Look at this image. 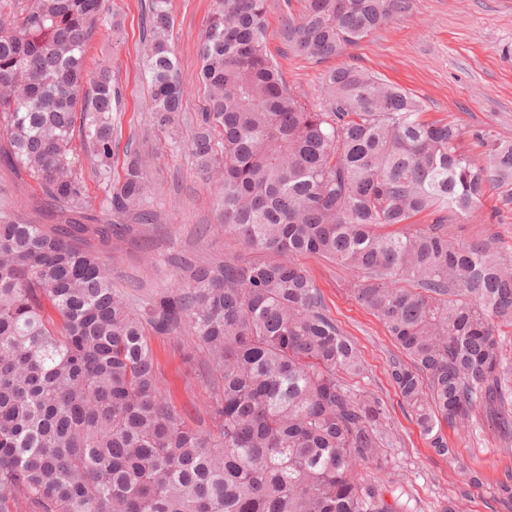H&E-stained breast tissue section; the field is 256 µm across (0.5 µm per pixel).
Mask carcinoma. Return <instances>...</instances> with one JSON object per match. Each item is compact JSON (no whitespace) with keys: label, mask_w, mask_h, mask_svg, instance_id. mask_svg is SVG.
I'll list each match as a JSON object with an SVG mask.
<instances>
[{"label":"carcinoma","mask_w":512,"mask_h":512,"mask_svg":"<svg viewBox=\"0 0 512 512\" xmlns=\"http://www.w3.org/2000/svg\"><path fill=\"white\" fill-rule=\"evenodd\" d=\"M415 0H306L289 49L342 55ZM106 0H29L0 16V164L40 187L50 219L0 220V512H409L378 477L394 445L384 401L357 395L363 365L302 255L353 270L347 293L408 363L391 379L430 448L446 429L512 436L498 330L512 327V259L448 224L496 190L512 202V143L429 120L401 86L355 65L321 101L287 87L268 55L266 0H216L199 47L206 104L191 151L218 173L224 231L250 257L170 259L175 283L138 308L112 285L121 224H153L148 155L111 182L119 90L87 47ZM171 0L143 34L154 126L183 121ZM110 183L90 213L75 129ZM434 215L432 223L413 218ZM389 227L394 232H386ZM189 332L216 383L211 428L163 396L149 335Z\"/></svg>","instance_id":"cac0c4a2"}]
</instances>
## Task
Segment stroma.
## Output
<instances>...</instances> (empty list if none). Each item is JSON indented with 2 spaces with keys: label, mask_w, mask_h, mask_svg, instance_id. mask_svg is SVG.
<instances>
[{
  "label": "stroma",
  "mask_w": 512,
  "mask_h": 512,
  "mask_svg": "<svg viewBox=\"0 0 512 512\" xmlns=\"http://www.w3.org/2000/svg\"><path fill=\"white\" fill-rule=\"evenodd\" d=\"M148 0H108L118 27L102 26L87 49L89 63L107 62L121 91L114 113L118 128L113 176H121L129 149L142 147L154 157L148 169L150 207L160 220L135 224L119 248L108 255L115 285L142 306L166 289L175 271L169 263L178 253L247 258L241 241L225 232L220 188L206 180L189 148L196 132L192 118L204 100L197 74L198 48L215 0H172L169 42L179 60L185 120L176 135L154 127L149 112V87L143 70L142 19ZM304 0H266L267 47L283 80L299 96L314 100L327 71L352 64L399 84L417 96L432 119H447L466 131L465 150L479 155L469 131L493 129L512 140V0H415L411 14L395 19L340 57L315 65L289 53L282 37L289 15L299 14ZM179 147H172L171 137ZM38 186L23 174L0 166V216L45 223L37 211ZM461 241L495 235L512 255V203L497 196L451 226ZM321 290L331 316L356 344L364 370L350 379L358 394L383 399L387 424L397 443L389 449L386 481L396 488L411 512H442L447 500L460 512H512L499 499L497 485L512 474V443L504 444L487 429L459 437L449 434L456 460L438 456L401 402L390 379L400 352L381 321L345 292L351 273L316 256L302 259ZM158 384L170 404L194 428L211 427L214 390L208 367L195 350L190 334L170 340L150 339Z\"/></svg>",
  "instance_id": "obj_1"
}]
</instances>
